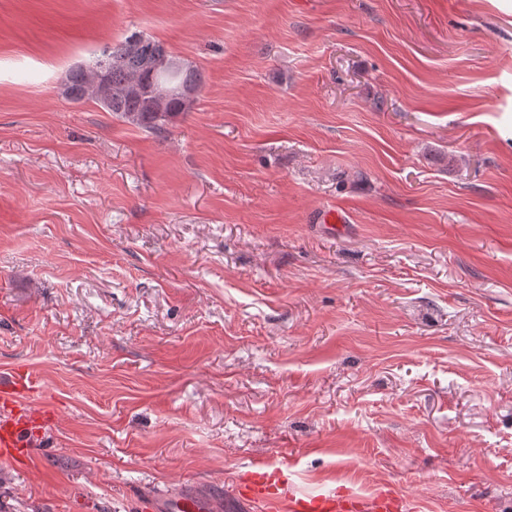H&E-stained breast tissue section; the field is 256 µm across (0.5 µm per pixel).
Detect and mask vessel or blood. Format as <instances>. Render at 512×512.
Listing matches in <instances>:
<instances>
[{"label": "vessel or blood", "mask_w": 512, "mask_h": 512, "mask_svg": "<svg viewBox=\"0 0 512 512\" xmlns=\"http://www.w3.org/2000/svg\"><path fill=\"white\" fill-rule=\"evenodd\" d=\"M36 382L23 373L0 380V457L25 461L47 416L35 396ZM237 499L263 504L269 512H400L402 503L385 492L364 499L353 494L322 489L312 493L285 490L280 471L250 472L235 490ZM165 512H212L210 501L193 494L168 497Z\"/></svg>", "instance_id": "vessel-or-blood-1"}]
</instances>
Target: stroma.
Returning <instances> with one entry per match:
<instances>
[{"label": "stroma", "mask_w": 512, "mask_h": 512, "mask_svg": "<svg viewBox=\"0 0 512 512\" xmlns=\"http://www.w3.org/2000/svg\"><path fill=\"white\" fill-rule=\"evenodd\" d=\"M134 32L203 75L162 134L63 93ZM18 367L57 418L0 512H512V0H0ZM235 496L250 504H263L269 510L284 512H399L402 508L400 499L389 492L364 499L331 489L312 493L288 491L279 470L250 472L236 487ZM165 503V507H162ZM155 505L162 507L159 512H211L214 510L210 501L193 494H185L179 497H165L155 501L153 497L149 501H145L141 496H137L134 500L133 508L147 512L154 510Z\"/></svg>", "instance_id": "1"}]
</instances>
